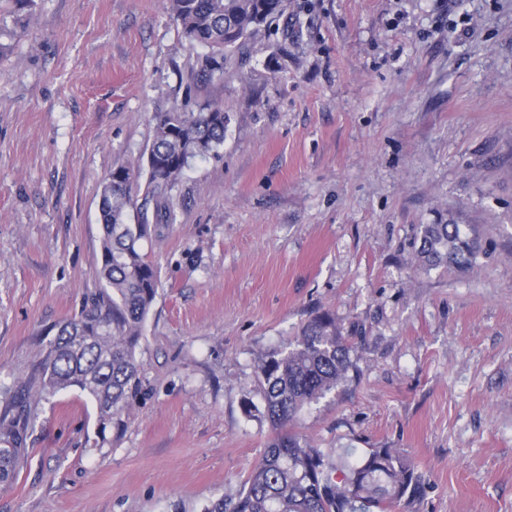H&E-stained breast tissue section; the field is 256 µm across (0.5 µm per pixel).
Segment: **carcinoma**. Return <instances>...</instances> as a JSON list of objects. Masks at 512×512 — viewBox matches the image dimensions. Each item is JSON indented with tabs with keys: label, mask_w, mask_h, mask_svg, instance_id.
Segmentation results:
<instances>
[{
	"label": "carcinoma",
	"mask_w": 512,
	"mask_h": 512,
	"mask_svg": "<svg viewBox=\"0 0 512 512\" xmlns=\"http://www.w3.org/2000/svg\"><path fill=\"white\" fill-rule=\"evenodd\" d=\"M287 0H168V10L188 41L206 49L197 74L209 79L211 63L238 47L272 18ZM155 136L144 167L148 176L142 207H136L132 167L118 165L106 178L99 201L101 265L99 288L72 317L58 324L55 338L43 349L27 390L40 398L76 388L96 410V440L110 443L127 427L142 394L139 351L144 326L159 285L157 267L142 251L155 224H173L172 191L187 161L219 153L224 146L227 116L222 107L189 112L175 107L152 116ZM139 209L141 220L130 223ZM481 245L459 224H423L418 255L429 267H471ZM351 336L336 318L321 312L302 325L288 349L262 355L257 387L263 415L276 433L266 442L243 489L211 512H399L413 495L420 475L398 448H373L351 460L346 453L330 461L294 426L305 411L353 380ZM30 422L26 406L0 416V485L16 482L28 455Z\"/></svg>",
	"instance_id": "carcinoma-1"
}]
</instances>
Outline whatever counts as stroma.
<instances>
[{
    "label": "stroma",
    "instance_id": "stroma-1",
    "mask_svg": "<svg viewBox=\"0 0 512 512\" xmlns=\"http://www.w3.org/2000/svg\"><path fill=\"white\" fill-rule=\"evenodd\" d=\"M203 53L166 0H0V414L97 288L102 185L153 113L229 117L142 243L159 287L125 432L95 447L75 389L33 402L0 512L234 497L273 433L257 356L323 311L358 378L300 431L401 449L422 475L402 512H512V0H288L209 80ZM437 222L479 237L470 268L419 266Z\"/></svg>",
    "mask_w": 512,
    "mask_h": 512
}]
</instances>
